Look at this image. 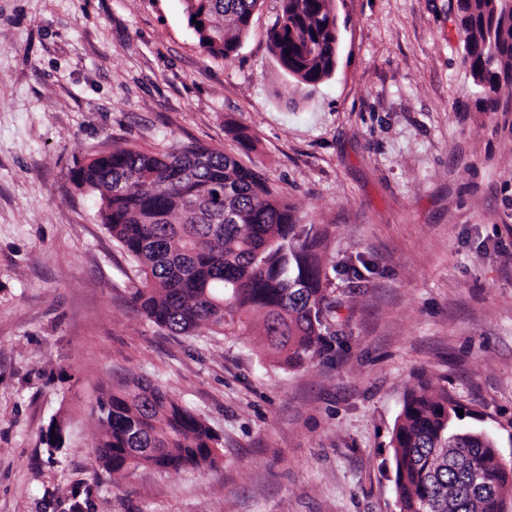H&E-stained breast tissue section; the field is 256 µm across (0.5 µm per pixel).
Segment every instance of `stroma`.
Segmentation results:
<instances>
[{"instance_id": "obj_1", "label": "stroma", "mask_w": 512, "mask_h": 512, "mask_svg": "<svg viewBox=\"0 0 512 512\" xmlns=\"http://www.w3.org/2000/svg\"><path fill=\"white\" fill-rule=\"evenodd\" d=\"M279 7L215 58L181 0H0V512H399L390 439L421 376L512 466V99L476 106L448 0H337L316 86L268 48ZM178 143L233 154L329 225L346 323L311 365L133 310L137 268L74 173L115 144ZM133 376L220 436L215 467L113 485L92 404Z\"/></svg>"}]
</instances>
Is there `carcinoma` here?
<instances>
[{"label": "carcinoma", "instance_id": "1", "mask_svg": "<svg viewBox=\"0 0 512 512\" xmlns=\"http://www.w3.org/2000/svg\"><path fill=\"white\" fill-rule=\"evenodd\" d=\"M187 23L212 57L235 53L260 0H182ZM462 61L477 104L499 109L512 84V9L506 0H456ZM202 27H197V24ZM333 0H281L268 32L281 69L315 86L338 52ZM100 202L112 238L136 264L134 309L160 329L189 335L205 326L232 337L261 317L262 349L273 362L304 367L338 335V300L326 272L329 225L301 224L253 169L221 150L186 145L160 153L114 147L75 172ZM462 405L421 377L404 399L392 436L399 512H506L512 467L489 434L462 424ZM95 449L115 478L139 466L159 471L215 466L219 436L169 391L131 379L97 397ZM64 447L63 419L43 435Z\"/></svg>", "mask_w": 512, "mask_h": 512}]
</instances>
